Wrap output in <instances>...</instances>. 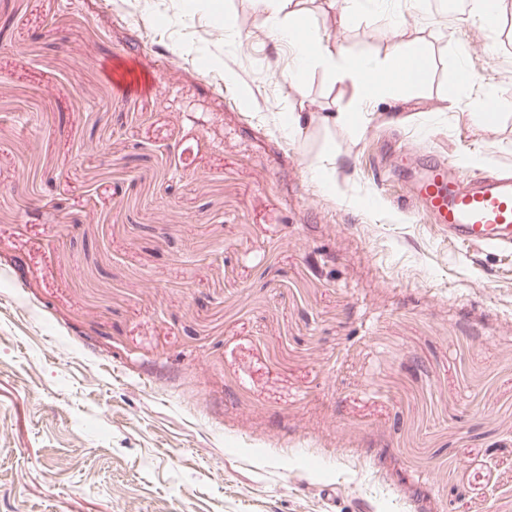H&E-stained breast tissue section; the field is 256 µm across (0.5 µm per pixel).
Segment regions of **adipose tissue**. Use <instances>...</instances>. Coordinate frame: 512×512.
Listing matches in <instances>:
<instances>
[{
  "mask_svg": "<svg viewBox=\"0 0 512 512\" xmlns=\"http://www.w3.org/2000/svg\"><path fill=\"white\" fill-rule=\"evenodd\" d=\"M300 3L301 0H255L256 11L262 20L283 17L284 22L275 29L274 35L288 41L295 48L296 73H304L311 63L318 62L330 70L336 81L360 85L369 95L380 94L401 85L413 87L427 80L429 64L426 56L405 50L397 44L391 49L389 65L377 70L378 78H370V65L347 61L341 50L323 44L321 39L309 31ZM401 60L415 62L417 73L406 78L399 77L397 63Z\"/></svg>",
  "mask_w": 512,
  "mask_h": 512,
  "instance_id": "ef3b65f1",
  "label": "adipose tissue"
}]
</instances>
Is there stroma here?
<instances>
[{
  "label": "stroma",
  "mask_w": 512,
  "mask_h": 512,
  "mask_svg": "<svg viewBox=\"0 0 512 512\" xmlns=\"http://www.w3.org/2000/svg\"><path fill=\"white\" fill-rule=\"evenodd\" d=\"M308 14L428 81L292 82L252 0H0V512H512V252L397 205L424 143L512 170V26Z\"/></svg>",
  "instance_id": "stroma-1"
}]
</instances>
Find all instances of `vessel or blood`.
<instances>
[{
    "label": "vessel or blood",
    "mask_w": 512,
    "mask_h": 512,
    "mask_svg": "<svg viewBox=\"0 0 512 512\" xmlns=\"http://www.w3.org/2000/svg\"><path fill=\"white\" fill-rule=\"evenodd\" d=\"M405 209L421 205L425 215L448 230V238L486 252L512 250V172L461 173L452 158L427 155L424 173Z\"/></svg>",
    "instance_id": "obj_1"
}]
</instances>
